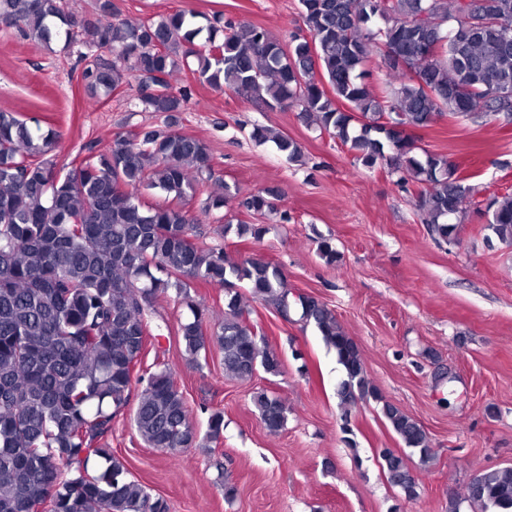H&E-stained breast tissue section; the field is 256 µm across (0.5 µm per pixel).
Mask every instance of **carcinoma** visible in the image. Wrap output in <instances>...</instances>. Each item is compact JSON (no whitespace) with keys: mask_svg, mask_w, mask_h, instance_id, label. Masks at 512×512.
<instances>
[{"mask_svg":"<svg viewBox=\"0 0 512 512\" xmlns=\"http://www.w3.org/2000/svg\"><path fill=\"white\" fill-rule=\"evenodd\" d=\"M62 2L0 0V26L46 44L95 47L81 73L91 96L134 81L138 101L162 125L117 135L64 172L48 158L55 130L0 112V512H169L167 499L112 453V423L141 385L132 425L146 446L175 459L188 448L221 444L224 412L210 410L202 433L166 363L139 374L153 303L171 295L186 302L191 316L177 334L187 363L198 366L217 349L224 374L240 381L259 372L278 376L284 364L250 321L238 284L285 318L290 308L277 264L200 246L195 215L179 203L141 201L142 190L159 188L181 202L216 178L207 145L176 130L190 96L173 88V73L193 57L200 83L269 110H298L364 167L380 164L398 183L413 184L424 222L453 242L477 187L406 130L445 115L512 126V97L498 95L504 85L512 90V0H299L307 34L286 45L221 14L204 25L191 10L133 22L117 0H98L92 17L69 13ZM375 56L387 76L378 93L367 82ZM251 137L273 142L291 162L303 157L297 141L269 127L254 126ZM233 200L254 216L288 220L276 189L241 197L226 185L205 211ZM486 214L497 240L512 247V194L489 198ZM196 282L224 287L216 326L206 299L190 297ZM297 305L336 354L341 405L381 403L402 445L424 465L433 460L423 426L383 400L357 343L327 305L309 295ZM252 402L267 432L284 429L281 397L260 389ZM378 457L387 482L405 500L416 499L407 457L389 448ZM463 499L471 512H512V468L473 476Z\"/></svg>","mask_w":512,"mask_h":512,"instance_id":"carcinoma-1","label":"carcinoma"}]
</instances>
